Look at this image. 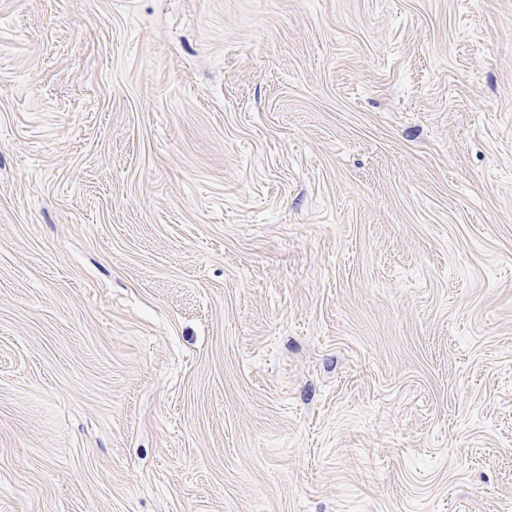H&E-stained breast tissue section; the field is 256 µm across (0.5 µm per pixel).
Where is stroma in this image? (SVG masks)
<instances>
[{"instance_id": "35a3bbf8", "label": "stroma", "mask_w": 512, "mask_h": 512, "mask_svg": "<svg viewBox=\"0 0 512 512\" xmlns=\"http://www.w3.org/2000/svg\"><path fill=\"white\" fill-rule=\"evenodd\" d=\"M0 512H512V0H0Z\"/></svg>"}]
</instances>
